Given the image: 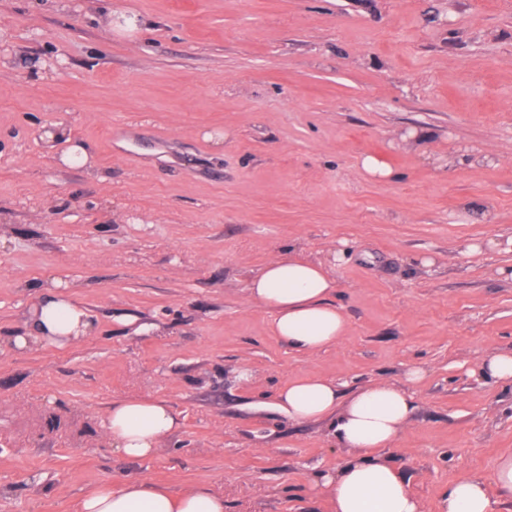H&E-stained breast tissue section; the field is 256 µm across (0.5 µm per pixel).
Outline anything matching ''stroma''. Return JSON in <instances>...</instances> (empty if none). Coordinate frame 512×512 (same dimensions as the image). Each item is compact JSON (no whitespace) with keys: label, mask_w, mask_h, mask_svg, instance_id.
<instances>
[{"label":"stroma","mask_w":512,"mask_h":512,"mask_svg":"<svg viewBox=\"0 0 512 512\" xmlns=\"http://www.w3.org/2000/svg\"><path fill=\"white\" fill-rule=\"evenodd\" d=\"M0 42V340L54 283L92 318L76 344L0 351V512L130 480L326 512L311 476L347 452L277 389L413 365L385 454L422 512L464 476L512 512V384L473 374L512 350V0H0ZM291 250L347 319L312 354L247 294ZM127 397L182 421L151 458L107 433Z\"/></svg>","instance_id":"1"}]
</instances>
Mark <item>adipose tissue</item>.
I'll use <instances>...</instances> for the list:
<instances>
[{
  "label": "adipose tissue",
  "mask_w": 512,
  "mask_h": 512,
  "mask_svg": "<svg viewBox=\"0 0 512 512\" xmlns=\"http://www.w3.org/2000/svg\"><path fill=\"white\" fill-rule=\"evenodd\" d=\"M336 281L322 262L278 256L253 273L251 299L271 313V329L294 348L315 353L336 343L347 322L330 298ZM31 334L15 346L35 340L64 346L87 334L89 315L71 298L45 291L29 313ZM420 368L406 372V385L377 381L347 394L323 377L288 381L275 406L293 422H328L338 447L347 449L343 464L316 473L314 483L326 496L328 512H421L407 481L381 449L390 447L413 415L417 403L411 386ZM179 420L170 406L149 397L113 402L106 429L118 449L131 458L151 457L160 440ZM499 503L475 477L448 487L445 512H498ZM79 512H224V496L208 487L172 492L145 480L115 486L105 482L79 500Z\"/></svg>",
  "instance_id": "1"
}]
</instances>
